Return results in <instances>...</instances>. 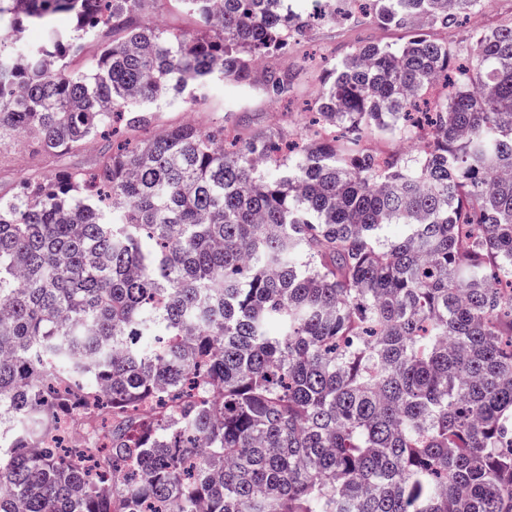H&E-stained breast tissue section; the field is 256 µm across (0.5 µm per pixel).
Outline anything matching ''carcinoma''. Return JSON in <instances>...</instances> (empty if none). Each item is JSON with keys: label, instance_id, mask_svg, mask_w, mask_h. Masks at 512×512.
Segmentation results:
<instances>
[{"label": "carcinoma", "instance_id": "1", "mask_svg": "<svg viewBox=\"0 0 512 512\" xmlns=\"http://www.w3.org/2000/svg\"><path fill=\"white\" fill-rule=\"evenodd\" d=\"M157 2L0 0V149L109 138L0 196V512H512V23L459 63L422 30L487 0H313L415 34L329 66L302 143L137 140L214 79L288 97L258 63L309 26L181 0L191 35ZM156 11L165 28L190 34L197 30L194 18L176 0L159 1Z\"/></svg>", "mask_w": 512, "mask_h": 512}]
</instances>
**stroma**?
<instances>
[{"label": "stroma", "instance_id": "obj_1", "mask_svg": "<svg viewBox=\"0 0 512 512\" xmlns=\"http://www.w3.org/2000/svg\"><path fill=\"white\" fill-rule=\"evenodd\" d=\"M512 19V0H490L489 5L479 14L477 20L464 21L457 28H434L430 36L439 42H451L465 47L469 44L471 32L476 28L495 27ZM408 38L406 30L377 24L333 25L317 23L309 27L304 41L289 55L267 58L266 66L289 67L298 72V78L291 94L290 104L267 101L260 94L248 90L224 86L213 81L197 88L200 101L199 111H192L184 99L162 106L153 123V130L178 127L187 122L205 126L215 118L231 112L240 119L241 135H248L254 128H268L282 131L297 138L308 126L304 108L317 95L323 74V67L334 59L343 57L351 49L365 42L399 45ZM56 157L45 156L32 159L26 141L0 151V195H10L16 183L23 177L49 172L56 169Z\"/></svg>", "mask_w": 512, "mask_h": 512}]
</instances>
